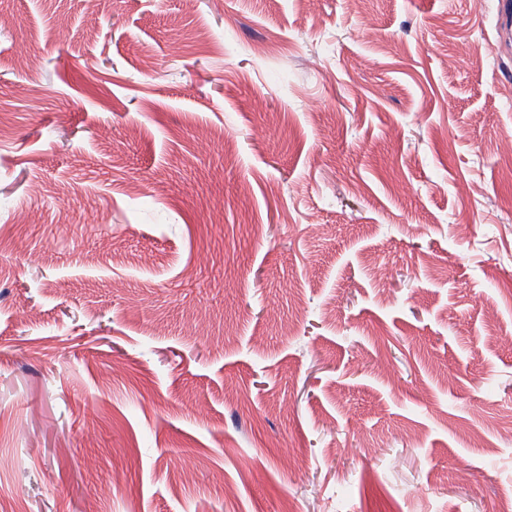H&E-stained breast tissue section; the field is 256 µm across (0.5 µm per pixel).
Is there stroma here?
<instances>
[{
	"label": "stroma",
	"mask_w": 512,
	"mask_h": 512,
	"mask_svg": "<svg viewBox=\"0 0 512 512\" xmlns=\"http://www.w3.org/2000/svg\"><path fill=\"white\" fill-rule=\"evenodd\" d=\"M496 28V0H0V512H501Z\"/></svg>",
	"instance_id": "stroma-1"
}]
</instances>
